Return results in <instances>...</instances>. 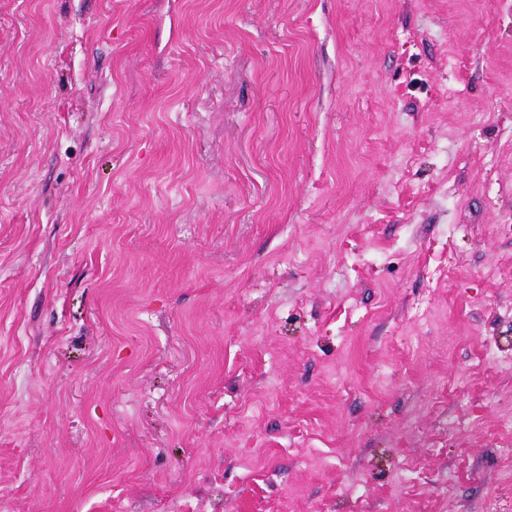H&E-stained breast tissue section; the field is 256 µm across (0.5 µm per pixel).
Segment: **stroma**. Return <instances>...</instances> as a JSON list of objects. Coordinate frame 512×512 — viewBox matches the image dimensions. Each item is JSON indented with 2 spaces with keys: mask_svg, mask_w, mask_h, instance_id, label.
<instances>
[{
  "mask_svg": "<svg viewBox=\"0 0 512 512\" xmlns=\"http://www.w3.org/2000/svg\"><path fill=\"white\" fill-rule=\"evenodd\" d=\"M508 224L512 0H0V512L512 497Z\"/></svg>",
  "mask_w": 512,
  "mask_h": 512,
  "instance_id": "stroma-1",
  "label": "stroma"
}]
</instances>
